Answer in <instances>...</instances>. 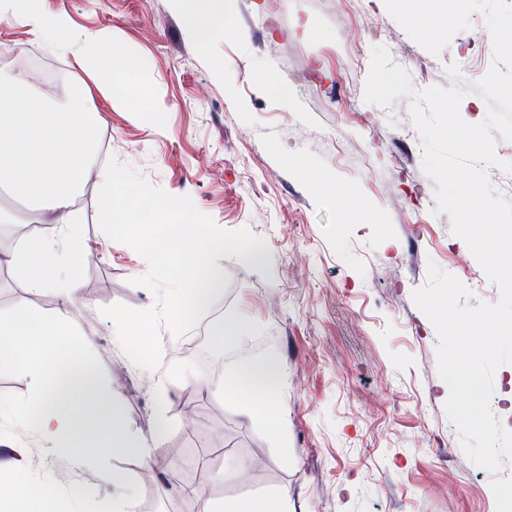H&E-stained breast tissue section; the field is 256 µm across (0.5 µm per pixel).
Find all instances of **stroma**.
<instances>
[{"label":"stroma","mask_w":512,"mask_h":512,"mask_svg":"<svg viewBox=\"0 0 512 512\" xmlns=\"http://www.w3.org/2000/svg\"><path fill=\"white\" fill-rule=\"evenodd\" d=\"M232 30L202 36L191 22L210 5ZM75 30L111 31L118 57L143 61L141 94L116 83L92 93L111 155L153 185L190 196L222 228L249 229L266 243L262 267L219 258L224 294L201 323L248 315L220 351L191 336H161L167 361L187 377L136 368L114 341L101 307L152 305L133 285L147 265L98 224L96 180L76 208L92 253L81 265L76 306L91 355L125 418L143 434L164 407L162 450L149 461L120 455L71 474L68 457L44 456L34 436L0 425L27 450L28 475L57 477L99 500L112 496L105 471L129 480L135 512H208L213 503L288 493V512H512V460L498 473L464 454L447 419L448 388L436 360L437 333L412 299L429 264L455 275L474 297L497 301L492 284L447 214L435 213L434 182L408 100L382 108L364 99L373 46H386L415 88L468 85L489 69L492 41L480 13L439 54L417 44L383 0H47ZM10 66L30 69L36 89L59 98L84 75L70 57L32 45L26 27L0 19ZM61 73L49 87L41 64ZM274 78L282 94L269 91ZM50 296L0 285V312L48 316ZM275 356L285 381L272 395L280 422L241 415L219 388L244 358ZM286 427L287 447L278 443ZM245 462L246 480H226L225 460ZM202 497L189 496V489Z\"/></svg>","instance_id":"stroma-1"}]
</instances>
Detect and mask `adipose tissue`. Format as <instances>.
<instances>
[{"instance_id":"adipose-tissue-1","label":"adipose tissue","mask_w":512,"mask_h":512,"mask_svg":"<svg viewBox=\"0 0 512 512\" xmlns=\"http://www.w3.org/2000/svg\"><path fill=\"white\" fill-rule=\"evenodd\" d=\"M0 17L27 27L43 49L72 56L103 97H111L117 74L111 31L77 33L67 15L42 10L39 0H0ZM88 93L81 84L54 101L38 95L21 74L0 71V199L24 204L27 223L51 227L49 234L0 247V266L13 270L29 293L50 294L60 303L52 317L32 322L0 313V367L26 371L34 380L26 415L14 418L0 400V419L18 420L44 453H66L77 470L92 456L136 454L146 461L164 443L162 431L142 435L123 417L88 357L89 342L73 311L80 265L91 252L74 203L88 174L107 189L116 180L111 166L96 162L103 117L87 107ZM283 382L277 360L260 357L236 363L222 389L242 414L262 422L273 420L268 393ZM18 467V459L0 460V471L9 473L0 479V512H84L83 495L18 480Z\"/></svg>"}]
</instances>
